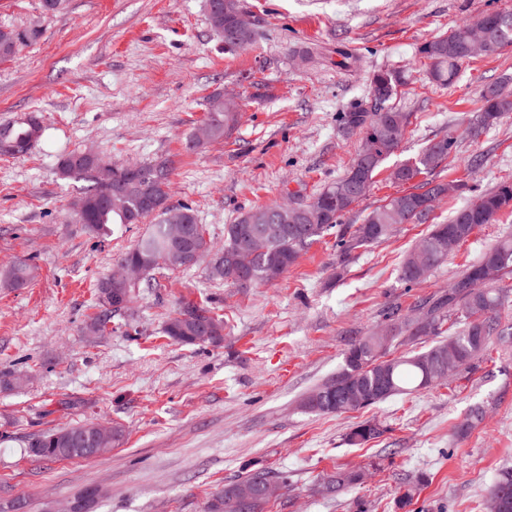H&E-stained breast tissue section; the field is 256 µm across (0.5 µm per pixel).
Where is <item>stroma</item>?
<instances>
[{
  "instance_id": "35a3bbf8",
  "label": "stroma",
  "mask_w": 512,
  "mask_h": 512,
  "mask_svg": "<svg viewBox=\"0 0 512 512\" xmlns=\"http://www.w3.org/2000/svg\"><path fill=\"white\" fill-rule=\"evenodd\" d=\"M255 22L244 49L226 50L205 0H69L43 14L40 0H0V26L41 25L40 38L0 61V120L39 113L41 141L22 158L0 156V269L38 268L27 287L0 289V512H41L89 489L90 512H207L213 495L254 468L280 490L267 512H486L499 473L512 468V349L490 347L451 383L395 396L339 416L303 399L343 363L349 345L386 326L389 308L417 314L418 300L449 285L500 237L512 212L478 228L423 282L398 275L426 232L398 225L385 242L347 261L328 233L281 279L238 288L211 278L207 261L160 269L154 288L115 314L103 336L83 333L99 310L97 283L149 224L94 233L72 203L80 182L61 180L60 155L95 149L120 161L169 159L173 205L191 206L215 246L240 212L286 198L307 200L336 182L359 144L341 113L367 105L374 73H397L393 106L408 116L404 141L343 219L361 223L407 192L392 171L429 141L455 149L433 179L452 190L436 222L503 180H512V117L479 137L480 93L512 89V47L462 64L456 82L427 77L419 46L512 0H239ZM217 91L237 94L233 134L189 151L187 136ZM223 317L220 345H185L163 327L182 300ZM485 417L462 430L468 410ZM384 433L349 445L353 423ZM98 420L121 425L111 451L90 460L49 461L27 453L50 429ZM359 473L336 494V470ZM409 505H400L405 491Z\"/></svg>"
}]
</instances>
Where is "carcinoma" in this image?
<instances>
[{
	"label": "carcinoma",
	"mask_w": 512,
	"mask_h": 512,
	"mask_svg": "<svg viewBox=\"0 0 512 512\" xmlns=\"http://www.w3.org/2000/svg\"><path fill=\"white\" fill-rule=\"evenodd\" d=\"M489 35L500 47L512 46V12H490L473 24L462 25L451 33L424 42L419 54L429 62L431 78L443 85L454 83L461 65L469 60L466 45L474 39L475 32ZM38 33L15 31V39L6 44L0 40V60L12 58L21 46L37 40ZM398 80L388 71L373 75L369 94L381 98L380 106L369 112L356 107L340 116V126L347 134L360 135V145L345 175L317 196L301 204L302 215L293 221L288 231L277 236L268 249L252 253L243 248L251 225L279 226L285 223L290 211L278 205L256 206L240 213L234 223L224 231V248L215 250L206 243L198 257L203 260L213 254H230L236 257L238 268L250 275L243 283L229 271L209 265L211 277L248 288L268 285L278 281L295 265L302 252L331 229H336V251L342 258L353 252L388 240L399 224H428L436 202L448 192V186L426 179L448 160L454 141L443 137L429 142L418 154L400 164L391 173L394 181L412 184L409 192L396 196L369 212L363 222L346 228L338 224L340 217L351 210L358 199L350 197L355 189L366 195L373 178L383 163L395 153L405 138L407 117L389 105L396 93ZM512 115V91L501 84L487 86L482 94L476 134L491 129ZM31 121L17 119L0 122V140L11 143L10 157L28 154L44 133L40 118L30 114ZM211 123V140L229 135L240 119L238 104L225 105L222 112H208ZM75 153L59 157L57 171L64 180H81L87 183L82 199L86 202L84 217L79 223L95 232H105L112 224H141L151 220L152 228L137 244L122 255L120 262L139 264L146 270L140 287L150 288L155 282L154 271L160 268L161 259L173 246V229L165 218V205L169 200L171 167L166 160L146 161L135 164L112 162V183L125 193V209L120 212L102 204L98 181V164L93 161L72 163ZM512 211V180L503 181L478 195L471 203L457 209L446 224H429V229L417 245L406 254L400 267V280L408 287L417 284L448 258L442 242L449 239L461 244L469 240L484 224H491L496 217ZM37 276V268L20 262L0 270V288L16 290L26 287ZM512 278V237L505 236L487 248L480 257L468 265L449 286L448 291L428 298L418 304L421 319L399 317V309L388 312L391 321V340L405 335L411 337H436L433 345L412 356L388 357L387 339L372 332L354 341L345 353L344 365L329 382L314 391L305 400V406L321 413L343 414L376 405L399 394L426 389L443 384L483 356L492 340L500 344L512 343V324L502 322L500 311L512 301V289L505 285ZM96 286L101 311L84 325L85 334L98 336L111 321V314L122 307L115 305L103 288ZM453 318L461 325L459 331L443 336V326ZM203 322L212 325L214 343L224 336V320L208 308L191 301L183 303L168 318L164 333L170 339L194 344L197 327ZM97 424H85L52 430L34 439L29 452L46 460H89L112 450V444L121 440L123 430L111 427V442L103 445L95 440ZM385 429L377 422L363 421L353 426L346 436L348 444L365 446L379 438ZM80 449L78 453H65L69 445ZM275 480L266 469H257L224 486L210 504V512H264L271 497L254 486L257 479ZM359 476L352 471L338 470L330 477L325 488L337 493L357 483Z\"/></svg>",
	"instance_id": "cac0c4a2"
}]
</instances>
